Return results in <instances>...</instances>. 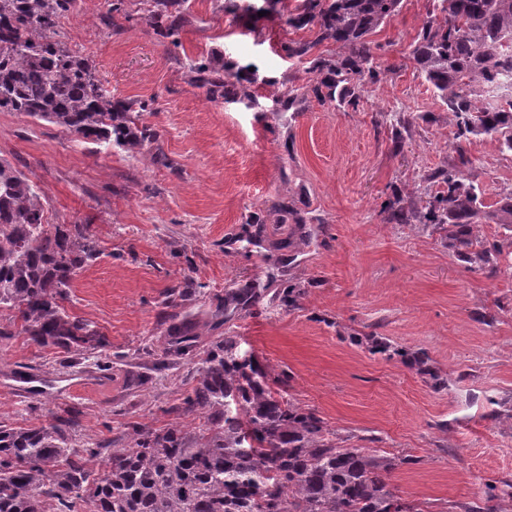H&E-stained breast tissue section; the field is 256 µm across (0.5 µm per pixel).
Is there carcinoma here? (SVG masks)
Instances as JSON below:
<instances>
[{"instance_id": "obj_1", "label": "carcinoma", "mask_w": 512, "mask_h": 512, "mask_svg": "<svg viewBox=\"0 0 512 512\" xmlns=\"http://www.w3.org/2000/svg\"><path fill=\"white\" fill-rule=\"evenodd\" d=\"M143 12L154 34L175 48L189 23L187 0H116L107 25L120 28L125 2ZM285 24L307 29L311 40H289L280 50L302 61L327 42L339 57H311L306 73L322 103L357 110L361 92L380 80L376 46L368 36L399 10L401 0H271ZM434 10L411 51L416 69L456 118L458 137H486L512 155V0H432ZM72 0H0V112H17L53 124L80 143L115 146L128 154L156 140L140 124L148 104L116 99L103 89L91 59L65 46L59 22ZM193 83L213 100L249 96L246 69L213 55L190 61ZM302 101L300 88L276 99L288 111ZM457 162L427 177L444 190L425 211L390 207L397 224H435L448 247L491 274L512 260L507 242H489L473 226L493 222L512 232V191L492 209L479 185L463 175L470 163L463 147ZM45 192L23 172L0 160V309L13 312L1 336H25L84 356L103 345L102 333L61 306L76 277L99 258L98 243L83 224H49ZM253 288L224 292L217 312L249 306ZM179 355L198 358V385L173 412L200 424L146 430L132 425L121 438L93 447L70 446L71 412L32 428L0 425V512H426L424 503L391 491L392 458L368 448H348L315 411L283 396L288 376L274 375L241 353L237 336L195 351L196 336L177 329ZM368 350L397 355L444 386L421 351L395 348L367 336Z\"/></svg>"}]
</instances>
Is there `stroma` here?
Listing matches in <instances>:
<instances>
[{"label": "stroma", "mask_w": 512, "mask_h": 512, "mask_svg": "<svg viewBox=\"0 0 512 512\" xmlns=\"http://www.w3.org/2000/svg\"><path fill=\"white\" fill-rule=\"evenodd\" d=\"M190 3L186 57L216 51L253 68L250 98L209 100L143 15L110 34L102 18L112 0H74L61 40L94 61L112 97L148 102L142 121L156 141L132 156L99 151L0 112V159L44 190L49 223L87 225L98 242L100 258L63 307L104 335L96 359H74L3 335L9 314L0 311V423L38 426L72 409L78 448L132 424H189L173 407L199 374L190 357L166 355L164 335L191 322L199 348L235 335L242 350L286 373L287 394L350 446L401 458L388 479L393 492L428 512L485 506L490 491L512 507V275L471 268L440 232L389 222L382 211L446 168L459 144L485 204L512 190V156L486 138L457 142L453 114L411 59L431 0H402L371 34L383 76L365 86L357 110L309 93L296 112L275 103L283 83L309 80L305 64L281 54L288 27L270 13ZM400 117L410 125L397 151ZM279 202L310 217L308 242L294 253L278 246L291 230L272 210ZM255 235L259 244L243 245ZM291 281L305 290L292 307L281 298ZM188 283V300L167 303L169 288ZM228 288L259 295L226 320L213 309ZM369 335L425 351L446 387L352 342Z\"/></svg>", "instance_id": "stroma-1"}]
</instances>
